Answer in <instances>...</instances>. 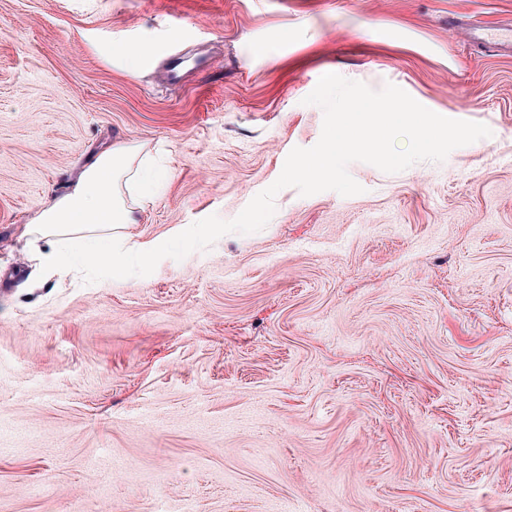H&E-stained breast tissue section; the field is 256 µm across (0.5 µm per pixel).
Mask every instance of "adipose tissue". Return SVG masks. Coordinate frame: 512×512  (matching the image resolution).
<instances>
[{
    "label": "adipose tissue",
    "mask_w": 512,
    "mask_h": 512,
    "mask_svg": "<svg viewBox=\"0 0 512 512\" xmlns=\"http://www.w3.org/2000/svg\"><path fill=\"white\" fill-rule=\"evenodd\" d=\"M169 177V172L149 169L137 149L112 146L82 169L65 194L29 221L28 243L36 248L44 240L53 241V248L42 254L49 267L69 263L79 249L113 271H123L130 258L146 259L151 248L113 241L112 234L138 223L142 203L151 201L158 182Z\"/></svg>",
    "instance_id": "adipose-tissue-1"
}]
</instances>
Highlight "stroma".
Instances as JSON below:
<instances>
[{"mask_svg": "<svg viewBox=\"0 0 512 512\" xmlns=\"http://www.w3.org/2000/svg\"><path fill=\"white\" fill-rule=\"evenodd\" d=\"M452 15L512 0H0V512H512V55ZM327 73L491 135L147 276L42 272L25 226L98 152L171 171L123 229L161 244L318 142Z\"/></svg>", "mask_w": 512, "mask_h": 512, "instance_id": "stroma-1", "label": "stroma"}]
</instances>
